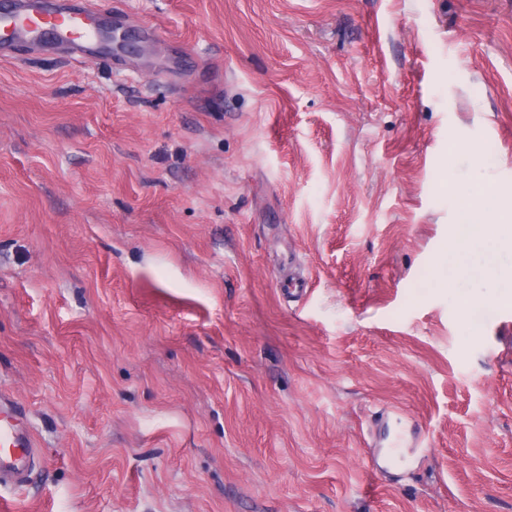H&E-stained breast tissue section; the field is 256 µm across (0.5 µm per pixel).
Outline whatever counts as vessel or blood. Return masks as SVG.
<instances>
[{"label": "vessel or blood", "instance_id": "vessel-or-blood-1", "mask_svg": "<svg viewBox=\"0 0 512 512\" xmlns=\"http://www.w3.org/2000/svg\"><path fill=\"white\" fill-rule=\"evenodd\" d=\"M99 14L97 0H0V56L20 43L65 44L72 55H97L99 40L90 21ZM38 453L36 439L12 395L0 393V512H12L2 490L24 484Z\"/></svg>", "mask_w": 512, "mask_h": 512}]
</instances>
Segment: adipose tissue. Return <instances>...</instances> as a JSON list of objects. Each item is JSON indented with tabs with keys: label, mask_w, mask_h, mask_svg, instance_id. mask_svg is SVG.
<instances>
[{
	"label": "adipose tissue",
	"mask_w": 512,
	"mask_h": 512,
	"mask_svg": "<svg viewBox=\"0 0 512 512\" xmlns=\"http://www.w3.org/2000/svg\"><path fill=\"white\" fill-rule=\"evenodd\" d=\"M467 197L464 218L478 232L456 240L454 249L468 256L474 279L492 288H512V265L495 261L497 253L512 251V202L502 203L480 183L470 188Z\"/></svg>",
	"instance_id": "ef3b65f1"
}]
</instances>
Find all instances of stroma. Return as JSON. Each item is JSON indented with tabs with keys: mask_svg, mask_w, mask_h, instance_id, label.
<instances>
[{
	"mask_svg": "<svg viewBox=\"0 0 512 512\" xmlns=\"http://www.w3.org/2000/svg\"><path fill=\"white\" fill-rule=\"evenodd\" d=\"M101 2L155 36L0 58L14 512H512V300L448 256L512 0ZM38 453L36 439L26 425L15 398L0 393V489L24 484Z\"/></svg>",
	"mask_w": 512,
	"mask_h": 512,
	"instance_id": "35a3bbf8",
	"label": "stroma"
}]
</instances>
